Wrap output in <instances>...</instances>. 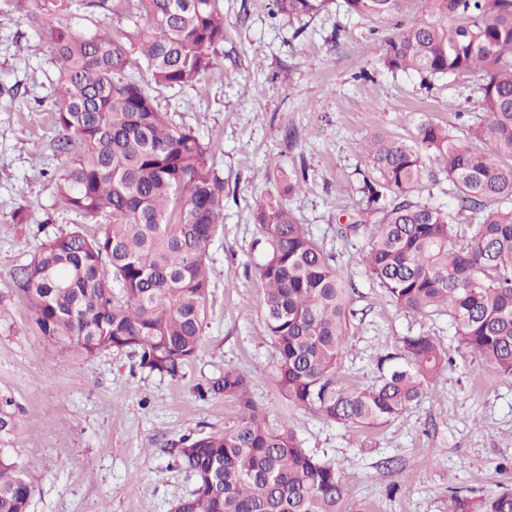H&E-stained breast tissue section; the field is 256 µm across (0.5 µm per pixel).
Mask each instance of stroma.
I'll return each instance as SVG.
<instances>
[{"label":"stroma","mask_w":512,"mask_h":512,"mask_svg":"<svg viewBox=\"0 0 512 512\" xmlns=\"http://www.w3.org/2000/svg\"><path fill=\"white\" fill-rule=\"evenodd\" d=\"M267 2L219 0L224 42L215 68L197 86L152 92L170 122L210 143L224 180V222L206 247L207 326L183 376L171 379L141 370L126 352L85 358L48 342L11 278L47 238L99 227L59 200L52 47L0 0V395L18 419L7 446L32 487L28 512H173L196 483L177 461L181 439L237 415L235 401L209 390L228 367L247 376L271 427L292 429L306 452L341 463L350 501L370 512H448L449 488L482 494L512 485L504 466L512 460V379L461 347L447 316L391 305L366 272V232L344 230L367 206L366 135L407 138L425 117L466 132L483 115L479 74L426 88L416 75L382 67L386 38L421 18V0H407L386 24L346 14L340 0L302 22L271 15ZM59 22L77 31L129 25L110 0H73ZM274 163L305 170L302 190L286 203L352 286L343 383L374 384L377 357L397 352L409 334L447 352V372L403 417L347 428L297 408L280 387L253 222L256 205L277 192ZM21 207L27 221L18 224Z\"/></svg>","instance_id":"stroma-1"}]
</instances>
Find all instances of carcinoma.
Wrapping results in <instances>:
<instances>
[{"mask_svg":"<svg viewBox=\"0 0 512 512\" xmlns=\"http://www.w3.org/2000/svg\"><path fill=\"white\" fill-rule=\"evenodd\" d=\"M16 0L59 65L54 87L55 151L63 205L77 227L43 241L11 277L42 335L84 357L130 351L140 368L177 378L196 356L207 318L206 245L224 219V180L209 144L168 122L135 72L157 88L198 84L224 43L218 0H112L134 14L114 34L56 26L67 0ZM276 15L302 20L331 0H270ZM407 0H343L346 12L384 23ZM425 18L385 40L382 65L416 73L425 85L478 71L484 118L469 138L426 118L411 139L376 132L365 154L371 210L366 267L389 302L412 315L448 316L461 346L512 378V0H422ZM140 53L132 56V51ZM435 159L439 171L428 169ZM278 195L260 203L258 266L265 327L276 347L288 400L346 427L401 416L448 370L432 338L402 339L400 353L377 360L378 382L347 386L339 371L349 335V288L288 208L306 175L274 165ZM448 182L456 208L422 200L426 185ZM211 390L236 401L220 432L188 438L180 463L196 477L173 512H367L347 506L343 467L301 448L289 429L270 427L248 397V380L227 368ZM0 397V512H27L30 484L5 442L16 428ZM448 512H512V486L474 497L452 491Z\"/></svg>","mask_w":512,"mask_h":512,"instance_id":"1","label":"carcinoma"}]
</instances>
